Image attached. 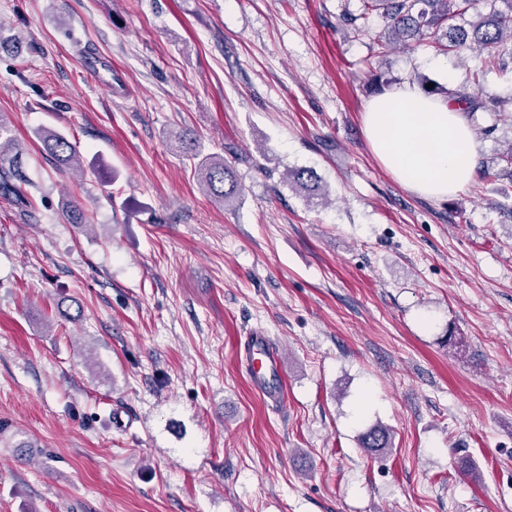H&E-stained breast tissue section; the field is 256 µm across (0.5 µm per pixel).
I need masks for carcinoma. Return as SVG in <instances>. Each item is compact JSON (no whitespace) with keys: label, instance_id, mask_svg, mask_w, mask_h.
Segmentation results:
<instances>
[{"label":"carcinoma","instance_id":"obj_1","mask_svg":"<svg viewBox=\"0 0 512 512\" xmlns=\"http://www.w3.org/2000/svg\"><path fill=\"white\" fill-rule=\"evenodd\" d=\"M360 4L359 13L347 15L346 21L355 33L360 34L369 31L371 18H382L388 37H377L379 54L386 53L393 44L406 50L425 44L437 52L457 56L477 47L486 51V69L474 74L476 81L485 71L499 65L501 52L512 55V0H360ZM468 13L476 16V21L469 27L454 24L456 18ZM425 94H442L446 100L463 101L468 112L486 108L481 100L467 92L432 88L425 90ZM40 139L46 152L58 163H77L76 146L61 133L44 130ZM3 153L8 155L10 174H21V152L13 151V143L7 141L0 144V162ZM290 177L311 197L319 190L317 176L311 170L297 169L290 173ZM201 179L208 194L224 204L237 199L243 191L222 157H210L201 169ZM359 447L369 454L387 451L392 448L390 431L381 426L367 429L359 437Z\"/></svg>","mask_w":512,"mask_h":512}]
</instances>
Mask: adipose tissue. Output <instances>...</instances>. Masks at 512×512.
Listing matches in <instances>:
<instances>
[{
	"label": "adipose tissue",
	"instance_id": "ef3b65f1",
	"mask_svg": "<svg viewBox=\"0 0 512 512\" xmlns=\"http://www.w3.org/2000/svg\"><path fill=\"white\" fill-rule=\"evenodd\" d=\"M380 163L410 192L431 199L455 194L475 174L477 145L462 110L412 90L389 92L363 114Z\"/></svg>",
	"mask_w": 512,
	"mask_h": 512
}]
</instances>
